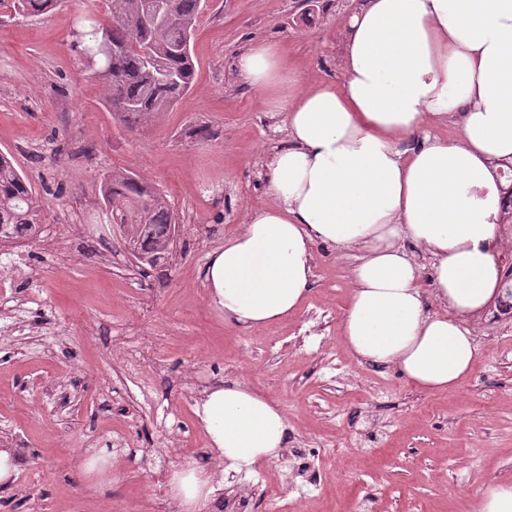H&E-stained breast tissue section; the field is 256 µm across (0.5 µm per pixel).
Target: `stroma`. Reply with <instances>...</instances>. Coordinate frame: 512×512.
<instances>
[{
    "mask_svg": "<svg viewBox=\"0 0 512 512\" xmlns=\"http://www.w3.org/2000/svg\"><path fill=\"white\" fill-rule=\"evenodd\" d=\"M358 0H206L191 41L197 79L155 123L112 117L75 32L105 0H63L28 18L0 0V153L42 201V232L0 247V271L26 251L28 275L0 293V443L18 446L0 512H163L168 477L208 449L194 413L222 381L256 388L288 417L287 448L237 474L269 512H474L481 488L512 481V314L490 304L458 389L421 392L393 367L341 344L354 253L316 247L313 285L281 323L238 331L209 306L208 253L269 203L261 154L284 140L282 115L236 81L250 41L278 42L306 84L341 79L339 31ZM124 168L158 187L180 226L173 256L152 267L106 223L97 175ZM112 461L85 475L89 449Z\"/></svg>",
    "mask_w": 512,
    "mask_h": 512,
    "instance_id": "stroma-1",
    "label": "stroma"
}]
</instances>
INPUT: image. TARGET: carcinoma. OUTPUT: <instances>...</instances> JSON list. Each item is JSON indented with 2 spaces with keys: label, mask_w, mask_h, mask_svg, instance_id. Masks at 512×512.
Instances as JSON below:
<instances>
[{
  "label": "carcinoma",
  "mask_w": 512,
  "mask_h": 512,
  "mask_svg": "<svg viewBox=\"0 0 512 512\" xmlns=\"http://www.w3.org/2000/svg\"><path fill=\"white\" fill-rule=\"evenodd\" d=\"M112 41L111 60H96L95 76L105 85L113 115L127 127L147 125L168 111L194 85L196 65L190 38L202 0H106ZM60 0H14V10L40 15ZM91 19L79 35L87 55L95 54ZM101 199L110 202L111 224H125L126 243L164 254L177 219L166 195L152 183L124 169L100 177ZM42 208L31 183L12 158L0 153V242L38 235Z\"/></svg>",
  "instance_id": "obj_1"
}]
</instances>
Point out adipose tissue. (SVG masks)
<instances>
[{
    "label": "adipose tissue",
    "mask_w": 512,
    "mask_h": 512,
    "mask_svg": "<svg viewBox=\"0 0 512 512\" xmlns=\"http://www.w3.org/2000/svg\"><path fill=\"white\" fill-rule=\"evenodd\" d=\"M341 35L337 84L305 86L270 40L235 61L284 113L286 140L264 152L270 205L207 256L208 303L236 330L279 323L311 288L315 245L356 252L347 350L417 390H453L477 357L471 322L502 293L494 171L512 158V0H359ZM452 118L455 135L435 133ZM195 414L222 469L175 466L178 512H202L223 475L288 445L283 411L243 383L210 387Z\"/></svg>",
    "instance_id": "1"
}]
</instances>
